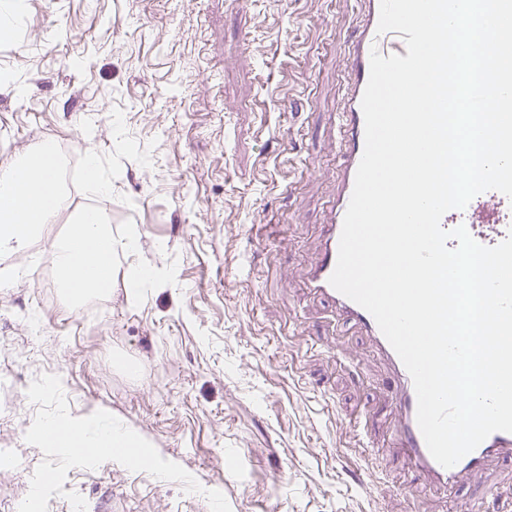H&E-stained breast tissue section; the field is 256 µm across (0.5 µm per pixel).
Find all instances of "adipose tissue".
<instances>
[{"label":"adipose tissue","instance_id":"ef3b65f1","mask_svg":"<svg viewBox=\"0 0 512 512\" xmlns=\"http://www.w3.org/2000/svg\"><path fill=\"white\" fill-rule=\"evenodd\" d=\"M24 164L34 167V178L22 177L16 166L0 171L1 253L23 248L58 208L60 187L52 148L31 153ZM103 222L97 212L79 213L71 233L55 246L56 263L71 296L102 291L112 283L117 242Z\"/></svg>","mask_w":512,"mask_h":512}]
</instances>
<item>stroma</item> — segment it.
<instances>
[{
	"instance_id": "1",
	"label": "stroma",
	"mask_w": 512,
	"mask_h": 512,
	"mask_svg": "<svg viewBox=\"0 0 512 512\" xmlns=\"http://www.w3.org/2000/svg\"><path fill=\"white\" fill-rule=\"evenodd\" d=\"M363 0H27L0 39V169L52 144L95 156L109 201L76 190L133 252L74 302L45 267L0 253V512H17L43 452L26 391L60 377L71 415L116 416L201 486L108 461L69 470L48 512H501L512 459L445 490L396 446L391 368L306 278L340 174L338 112ZM81 67H73L74 59ZM155 284L132 296L134 271Z\"/></svg>"
}]
</instances>
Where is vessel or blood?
I'll use <instances>...</instances> for the list:
<instances>
[{
	"instance_id": "obj_1",
	"label": "vessel or blood",
	"mask_w": 512,
	"mask_h": 512,
	"mask_svg": "<svg viewBox=\"0 0 512 512\" xmlns=\"http://www.w3.org/2000/svg\"><path fill=\"white\" fill-rule=\"evenodd\" d=\"M380 0H366V7L358 32L349 50V68L354 76V87L341 112L342 162L340 188L327 224L323 227L324 243L310 271L309 286L334 308L343 322L360 326L373 336L379 351L393 367L395 379L391 401L401 410V420L395 430V440L404 458L418 476L437 489L447 488L459 481L463 474L482 468L493 457H512V433L491 434L475 450L454 467L439 465L430 455L416 419L417 397L412 378L401 359L380 331L374 318L361 306L336 291L329 283L338 258L343 220L354 188L355 174L365 147V121L361 99L369 80L370 55L379 52L388 56L406 55L405 42L400 33H378ZM466 226L480 244L494 246L512 231V201L497 191L476 196L462 210L447 212L442 218L444 229Z\"/></svg>"
}]
</instances>
